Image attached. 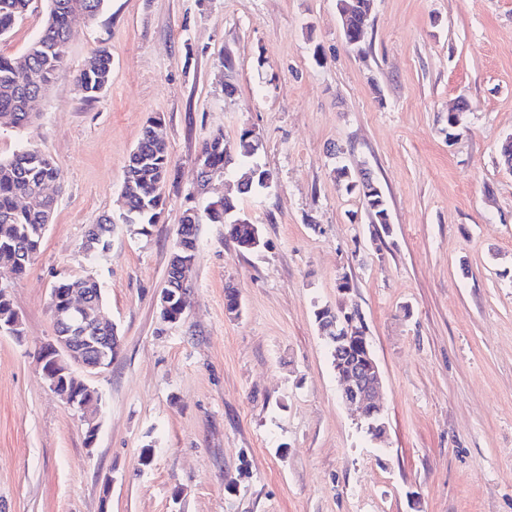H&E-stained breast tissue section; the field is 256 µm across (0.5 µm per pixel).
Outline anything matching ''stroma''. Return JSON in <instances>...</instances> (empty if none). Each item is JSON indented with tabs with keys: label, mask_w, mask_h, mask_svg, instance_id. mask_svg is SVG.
<instances>
[{
	"label": "stroma",
	"mask_w": 512,
	"mask_h": 512,
	"mask_svg": "<svg viewBox=\"0 0 512 512\" xmlns=\"http://www.w3.org/2000/svg\"><path fill=\"white\" fill-rule=\"evenodd\" d=\"M47 4L32 0L0 55L26 49ZM72 30L35 121L0 127L1 159L33 148L62 174L40 250L9 282L23 334L0 335V512H512V0H373L359 50L337 0H107ZM104 46L111 83L88 100L74 76ZM151 119L170 155L164 212L147 236L114 225L90 262L85 233L119 215ZM245 128L273 175L239 203L265 246L199 224L184 313L163 322L182 213L229 190L201 182V144ZM339 165L381 185L390 234ZM88 274L123 338L84 377L101 397L91 448L36 360L52 288ZM353 306L384 384L381 443L341 402L315 318Z\"/></svg>",
	"instance_id": "35a3bbf8"
}]
</instances>
